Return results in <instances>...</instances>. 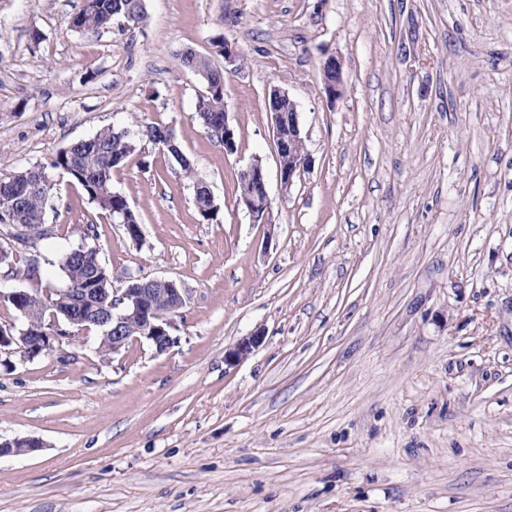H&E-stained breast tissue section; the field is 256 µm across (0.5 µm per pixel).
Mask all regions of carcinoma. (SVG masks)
<instances>
[{"instance_id": "cac0c4a2", "label": "carcinoma", "mask_w": 512, "mask_h": 512, "mask_svg": "<svg viewBox=\"0 0 512 512\" xmlns=\"http://www.w3.org/2000/svg\"><path fill=\"white\" fill-rule=\"evenodd\" d=\"M129 24L144 18V7L137 0H84L82 9L69 21L75 31H98L111 27L116 19ZM184 67L196 72L210 89L198 96L196 114L210 137L219 142L224 138V83L220 82L216 67L209 58L191 50L182 54ZM133 151L128 131L104 128L93 137L70 143L60 150L47 164L32 166L0 177V226L12 238L14 246H28L29 236L18 234L15 226L37 229L44 224L45 206L53 194L55 183L49 170L66 172L97 207L111 215L125 214L130 223H138L137 215L129 209L127 199L112 190V169L118 167ZM209 192L202 183H194V205L203 219H218V209L211 206ZM61 270L70 288H110L112 273L99 259L98 251L80 246L66 253ZM22 323L37 327L47 322L50 310L60 317L70 314L69 305L61 301L51 307L43 293L28 290L22 298Z\"/></svg>"}]
</instances>
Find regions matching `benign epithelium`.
<instances>
[{
	"label": "benign epithelium",
	"mask_w": 512,
	"mask_h": 512,
	"mask_svg": "<svg viewBox=\"0 0 512 512\" xmlns=\"http://www.w3.org/2000/svg\"><path fill=\"white\" fill-rule=\"evenodd\" d=\"M321 79L329 97H340L344 89L343 66L341 61L331 55L321 67ZM271 95L279 100L288 102V111L276 110L270 113V124L275 142L278 165L279 185L282 194H289L295 179L309 165V156L304 154L296 157L293 146L303 141L298 122L296 105L280 90L274 88ZM288 126V138H283L281 130ZM236 128L224 119V153L234 154L238 151ZM244 180L255 185L256 189L243 198V205L253 223L262 225L265 229L266 243H271L275 223L273 221V206L269 195L266 173L260 158H254L239 172ZM173 294L178 304L171 312L160 314L154 310L153 298L158 295ZM96 291L92 288H81L79 293L67 302L74 306L72 323L76 329L67 332L66 336L59 334L56 320L44 323L36 329L37 335H29V330L14 325L0 327V354L10 355L23 347L33 349V356L55 350V345L63 341L75 342L79 332L92 325L106 326L112 330V352L119 351L130 340L145 339L158 353L167 351L173 344L172 331L176 329L175 317L186 305L185 289L176 281L166 278H150L143 288H114L112 303L105 305L93 300ZM263 336L258 333L244 336L236 344L224 352V362L236 365L245 360L262 343ZM40 448V442L35 439H17L0 443V455L6 453L22 454L33 452Z\"/></svg>",
	"instance_id": "1"
}]
</instances>
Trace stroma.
I'll use <instances>...</instances> for the list:
<instances>
[{"instance_id": "1", "label": "stroma", "mask_w": 512, "mask_h": 512, "mask_svg": "<svg viewBox=\"0 0 512 512\" xmlns=\"http://www.w3.org/2000/svg\"><path fill=\"white\" fill-rule=\"evenodd\" d=\"M82 5L0 0V173L136 119L172 126L195 176L136 140L112 189L137 244L53 172V236L14 260L42 255L53 292L83 244L114 287L172 279L187 303L166 353L104 357L90 331L0 367V442H40L0 457V512H512V0H144L96 33L70 30ZM188 49L226 70L237 153L197 120ZM275 87L312 158L286 196ZM256 156L270 239L237 201ZM321 79L329 97L339 98L344 89L343 66L336 56H328L321 67ZM263 336L254 333L239 339L236 344L224 352V362L236 365L245 360L262 343Z\"/></svg>"}]
</instances>
